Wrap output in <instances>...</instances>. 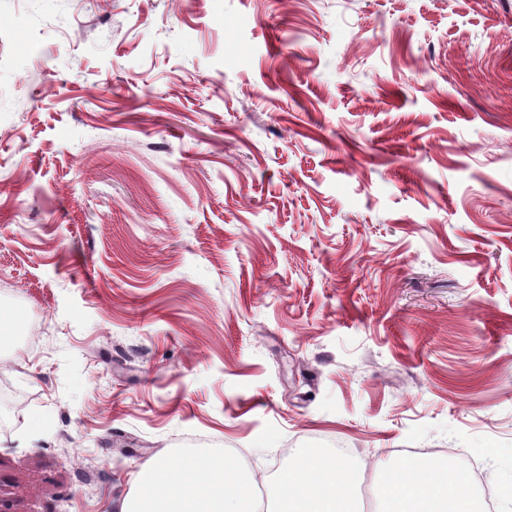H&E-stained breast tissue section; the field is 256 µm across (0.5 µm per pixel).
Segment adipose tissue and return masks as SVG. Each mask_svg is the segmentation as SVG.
Masks as SVG:
<instances>
[{"instance_id":"adipose-tissue-1","label":"adipose tissue","mask_w":512,"mask_h":512,"mask_svg":"<svg viewBox=\"0 0 512 512\" xmlns=\"http://www.w3.org/2000/svg\"><path fill=\"white\" fill-rule=\"evenodd\" d=\"M382 496L386 512H484L470 483L444 462L405 460Z\"/></svg>"}]
</instances>
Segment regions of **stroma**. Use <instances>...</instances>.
<instances>
[{"instance_id": "obj_1", "label": "stroma", "mask_w": 512, "mask_h": 512, "mask_svg": "<svg viewBox=\"0 0 512 512\" xmlns=\"http://www.w3.org/2000/svg\"><path fill=\"white\" fill-rule=\"evenodd\" d=\"M0 512L180 444L512 480V0H0Z\"/></svg>"}]
</instances>
